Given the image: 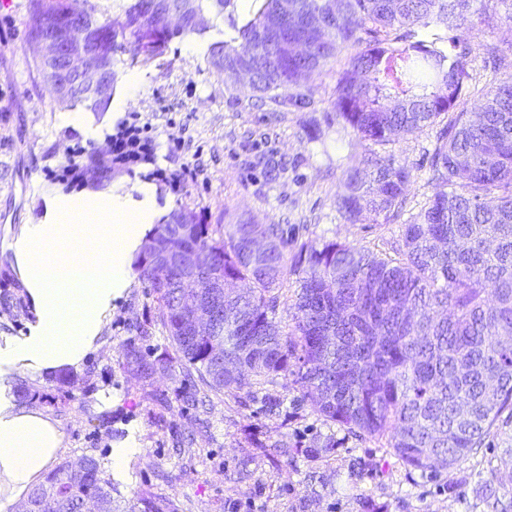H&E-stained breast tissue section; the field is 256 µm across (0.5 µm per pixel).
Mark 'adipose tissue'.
I'll return each instance as SVG.
<instances>
[{"label": "adipose tissue", "instance_id": "1", "mask_svg": "<svg viewBox=\"0 0 512 512\" xmlns=\"http://www.w3.org/2000/svg\"><path fill=\"white\" fill-rule=\"evenodd\" d=\"M55 224H29L13 244L37 317L28 336L0 346V374L79 365L95 347L113 297L127 288L129 254L149 221L99 195L61 200ZM63 442L39 412L17 410L0 392V494L16 500L37 485Z\"/></svg>", "mask_w": 512, "mask_h": 512}]
</instances>
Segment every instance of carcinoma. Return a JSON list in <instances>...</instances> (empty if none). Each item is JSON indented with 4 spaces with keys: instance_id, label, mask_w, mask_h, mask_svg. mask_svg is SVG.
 I'll return each mask as SVG.
<instances>
[{
    "instance_id": "cac0c4a2",
    "label": "carcinoma",
    "mask_w": 512,
    "mask_h": 512,
    "mask_svg": "<svg viewBox=\"0 0 512 512\" xmlns=\"http://www.w3.org/2000/svg\"><path fill=\"white\" fill-rule=\"evenodd\" d=\"M232 0H191L178 34L196 32L206 10L224 14ZM509 5L504 16L499 8ZM63 0H30L31 48L44 69L40 39L57 35L97 50L106 47L103 88L77 84L68 99L105 112L112 101L118 54L132 48L150 57L172 35L166 18L176 0H133L113 19L83 12L63 22ZM321 15L325 26L311 19ZM500 17L512 29L509 0H265L235 36L211 48L209 64L245 82L237 94L270 112H315L321 100L313 80L348 50L329 105L340 128L386 146L442 124L428 153L433 194L416 213L407 210L412 170L391 154L368 151L343 172L336 209L349 224L370 218L399 225L391 252L338 242H302L288 258L279 224L238 218L208 224H172L186 249L215 258L206 270L156 264L138 255L159 321L187 372L211 391L239 392L251 380L293 377L324 421L357 439L386 441L397 459L419 475L438 474L481 451L504 412H512V39L480 44L496 77L471 97L466 59L477 23ZM112 165L88 155L91 186L103 189ZM260 232L270 241L259 257L249 249ZM305 277L295 299L284 298L288 262ZM245 281L224 290L222 315L211 336L191 338L178 308L184 281L205 294L218 280ZM291 321L277 319L279 307ZM127 368L144 377L168 369L126 344ZM482 512H512V495L494 480L476 490ZM120 512L99 461L85 455L64 462L35 487L19 512Z\"/></svg>"
}]
</instances>
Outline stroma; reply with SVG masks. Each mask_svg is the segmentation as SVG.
I'll use <instances>...</instances> for the list:
<instances>
[{
	"label": "stroma",
	"mask_w": 512,
	"mask_h": 512,
	"mask_svg": "<svg viewBox=\"0 0 512 512\" xmlns=\"http://www.w3.org/2000/svg\"><path fill=\"white\" fill-rule=\"evenodd\" d=\"M30 0H0V346L28 335L36 316L15 270L12 245L24 225L52 224L56 204L77 195L60 174L77 151H111L112 136L131 113L149 127L152 160L114 170L104 195L151 221L172 210L204 215L256 217L284 224L301 242L337 241L388 251L399 235L395 224L345 223L336 211L342 163L367 149L351 134H337L325 100L334 81L323 77L324 103L315 112H289L275 121L231 97L234 83L207 59L212 43L231 34L226 22L205 14L201 33L177 36L152 58L121 54L108 111L61 102L43 78L30 49ZM435 128L387 145L413 168L408 195L420 206L433 193L423 169ZM199 171L180 192L152 173ZM151 324L140 348L147 359L173 356L147 281L132 276L113 298L106 324L84 362L51 373L13 371L5 377L18 408L42 412L64 434L58 461L84 455L109 467L110 452L131 447L121 474L111 476L122 512H232L254 503L255 512H469L480 468L475 460L434 479L410 478L384 442L355 440L326 424L285 380L258 382L251 395L208 393L203 406L183 405L188 381L179 364L149 378L128 371L122 347ZM280 414L263 412L266 399ZM266 444L288 439L306 447L332 437L326 457L300 454L293 461L249 447L248 432Z\"/></svg>",
	"instance_id": "1"
}]
</instances>
